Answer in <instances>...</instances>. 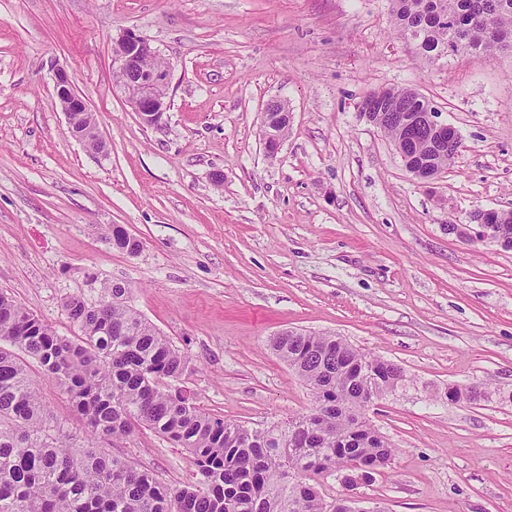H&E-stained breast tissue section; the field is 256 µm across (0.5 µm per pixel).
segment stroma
<instances>
[{"mask_svg": "<svg viewBox=\"0 0 512 512\" xmlns=\"http://www.w3.org/2000/svg\"><path fill=\"white\" fill-rule=\"evenodd\" d=\"M126 29L170 67L155 126L113 83ZM60 67L103 151L70 136ZM390 87L416 89L462 139L429 182L360 115ZM273 100L290 120L271 158L260 117ZM487 209H512V55L425 61L390 0H0V291L73 339L63 299L125 284L192 359L181 386L252 427L314 403L270 347L281 331L335 334L398 364L406 386L366 410L392 463L350 486L321 479L326 500L512 512V251L448 232ZM113 224L137 255L113 249ZM474 382L485 399H446ZM94 445L171 485L194 477L148 431ZM109 239L112 247L128 255L139 253L142 244L139 240L132 238L126 229L118 224H113L108 228Z\"/></svg>", "mask_w": 512, "mask_h": 512, "instance_id": "1", "label": "stroma"}]
</instances>
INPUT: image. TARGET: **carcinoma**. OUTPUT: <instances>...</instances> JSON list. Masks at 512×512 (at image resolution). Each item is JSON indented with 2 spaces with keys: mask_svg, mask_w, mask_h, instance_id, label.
<instances>
[{
  "mask_svg": "<svg viewBox=\"0 0 512 512\" xmlns=\"http://www.w3.org/2000/svg\"><path fill=\"white\" fill-rule=\"evenodd\" d=\"M397 31L433 60L469 53L480 58L512 48V0H391ZM392 142L407 129L372 110ZM417 160L449 167L448 149L420 135ZM504 250H512V210L496 214ZM112 247L128 255L142 244L118 224ZM130 288L110 284L89 304L63 306L81 336L55 334L0 292V512H334L314 478L335 472L377 473L393 460L387 438L364 417L366 403L405 386L404 370L340 337L288 330L273 349L315 396V407L284 426L250 427L206 412L191 391L174 385L191 361L128 303ZM39 363L84 422L82 434L52 421L28 359ZM484 396L477 385L448 388L454 403ZM148 430L184 449L196 481L173 487L124 457L93 446L97 437Z\"/></svg>",
  "mask_w": 512,
  "mask_h": 512,
  "instance_id": "obj_1",
  "label": "carcinoma"
}]
</instances>
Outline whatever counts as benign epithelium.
<instances>
[{
	"instance_id": "7a95c632",
	"label": "benign epithelium",
	"mask_w": 512,
	"mask_h": 512,
	"mask_svg": "<svg viewBox=\"0 0 512 512\" xmlns=\"http://www.w3.org/2000/svg\"><path fill=\"white\" fill-rule=\"evenodd\" d=\"M112 52L118 63L114 78L123 88L128 104L138 113L144 124H157L168 107L166 90L169 68L144 67V61L156 56V51L145 38L132 30L123 31L112 41ZM54 90L60 108L66 116L71 135L79 141L85 140L90 135L91 128L85 126L81 119L90 108L76 91L74 74L65 68L57 69L54 75ZM286 111V104L273 100L266 105L262 113V139L266 152L271 157L278 153L282 145V139L272 128L274 113ZM389 117L405 122L407 128L419 126L425 129L438 144H446L450 149L453 148V142L457 141V135H449L453 127L448 125V122L441 118V113L430 104L423 105L418 113L410 118L402 112H391ZM397 151L406 171L412 176L423 181L434 178L435 171L423 163L416 164L415 157L405 153L402 148H397ZM488 215L487 210L479 211L475 216V223L458 226L457 237L480 242L498 240L500 231L496 224L488 220Z\"/></svg>"
}]
</instances>
